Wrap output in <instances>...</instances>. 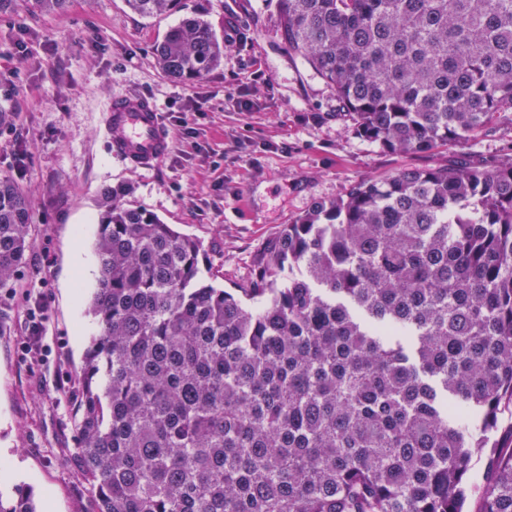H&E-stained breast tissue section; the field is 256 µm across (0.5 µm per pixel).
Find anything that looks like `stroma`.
I'll return each instance as SVG.
<instances>
[{
	"mask_svg": "<svg viewBox=\"0 0 512 512\" xmlns=\"http://www.w3.org/2000/svg\"><path fill=\"white\" fill-rule=\"evenodd\" d=\"M224 40L205 76L174 80L153 49L188 17ZM152 97L172 141L151 169L109 153L113 94ZM0 177L31 214L26 266L0 286V492L33 488L40 512H94L77 454L84 357L98 325L95 239L104 190L197 240L204 278L237 293L282 225L354 182L457 156L512 155V125L427 153L382 149L337 117L336 94L291 56L268 0H180L143 18L125 0H70L61 13L0 16ZM43 327L31 335V323Z\"/></svg>",
	"mask_w": 512,
	"mask_h": 512,
	"instance_id": "obj_1",
	"label": "stroma"
}]
</instances>
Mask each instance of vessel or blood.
I'll list each match as a JSON object with an SVG mask.
<instances>
[{"label":"vessel or blood","instance_id":"obj_1","mask_svg":"<svg viewBox=\"0 0 512 512\" xmlns=\"http://www.w3.org/2000/svg\"><path fill=\"white\" fill-rule=\"evenodd\" d=\"M103 133L113 156L135 168L160 164L171 150L158 105L143 96L115 94L104 114Z\"/></svg>","mask_w":512,"mask_h":512}]
</instances>
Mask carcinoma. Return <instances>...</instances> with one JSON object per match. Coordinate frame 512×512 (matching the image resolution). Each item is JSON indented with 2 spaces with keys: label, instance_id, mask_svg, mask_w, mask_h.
<instances>
[{
  "label": "carcinoma",
  "instance_id": "carcinoma-1",
  "mask_svg": "<svg viewBox=\"0 0 512 512\" xmlns=\"http://www.w3.org/2000/svg\"><path fill=\"white\" fill-rule=\"evenodd\" d=\"M141 17L178 0H125ZM282 42L363 139L427 153L512 124V0H276ZM200 78L224 41L185 19L155 48ZM108 189L83 368L95 512H512V157L361 180L268 240L239 288ZM31 247L0 178V285ZM474 454L485 481H467ZM0 512H37L35 494Z\"/></svg>",
  "mask_w": 512,
  "mask_h": 512
}]
</instances>
